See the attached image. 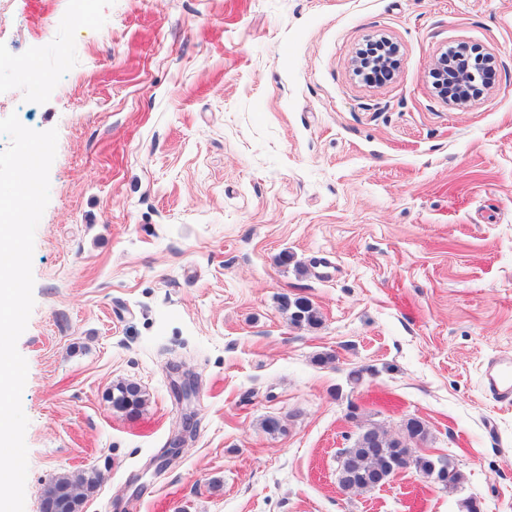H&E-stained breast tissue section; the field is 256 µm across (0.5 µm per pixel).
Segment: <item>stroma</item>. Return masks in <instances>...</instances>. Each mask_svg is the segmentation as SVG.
Listing matches in <instances>:
<instances>
[{"instance_id": "1", "label": "stroma", "mask_w": 512, "mask_h": 512, "mask_svg": "<svg viewBox=\"0 0 512 512\" xmlns=\"http://www.w3.org/2000/svg\"><path fill=\"white\" fill-rule=\"evenodd\" d=\"M383 39L374 84L356 58ZM459 44L495 70L460 108L431 77ZM12 114L58 131L17 342L25 512L87 470L82 512H512V404L481 382L512 356V0H96L85 27L0 0ZM410 417L460 482L342 491L360 428ZM112 405L119 411L126 412L129 416H136L145 399L142 390L132 383H117L112 387Z\"/></svg>"}]
</instances>
